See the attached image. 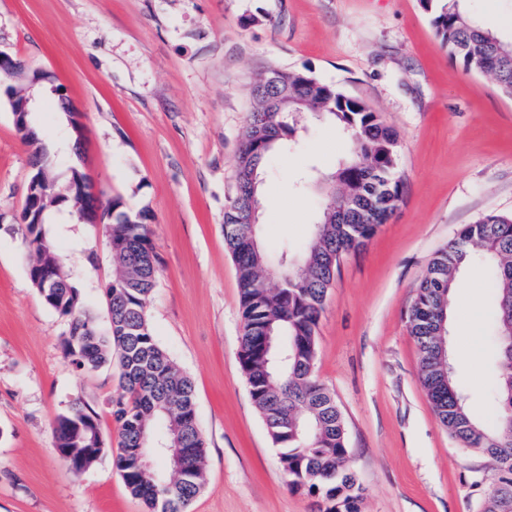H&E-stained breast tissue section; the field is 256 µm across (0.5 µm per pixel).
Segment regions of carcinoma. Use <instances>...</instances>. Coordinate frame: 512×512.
Returning <instances> with one entry per match:
<instances>
[{"mask_svg":"<svg viewBox=\"0 0 512 512\" xmlns=\"http://www.w3.org/2000/svg\"><path fill=\"white\" fill-rule=\"evenodd\" d=\"M421 5L450 56L466 69L490 75L512 97V40H502L475 21L460 8V0H421ZM248 95L235 170L242 179L224 208V241L237 266L242 308L240 363L289 486L315 498L318 512H360L363 490L347 469L343 415L315 376L317 333L339 257L359 252L403 199L399 138L365 100L306 72L270 68L253 79ZM300 112L334 123L353 140L354 151L314 183L320 199L309 243L272 253L258 234L263 164L292 141L296 128L290 119ZM81 181L82 172L74 169L63 190L44 185L41 223L27 225L34 246L28 277L46 305L69 318L64 352L72 365L94 370L117 360L122 392L112 397V415L119 424L114 464L131 495L143 501L147 512H190L202 489L206 448L194 383L159 346L146 315L158 274L150 214L124 211L117 199L104 210L111 218L113 256L111 320L104 336L49 241L51 213L63 206L78 211L75 189ZM475 263L483 265L494 288L499 339L498 417L491 428L469 410L454 376L448 336L438 334L437 315L449 312L457 274ZM408 326L419 350L420 382L439 422L460 447L496 464L499 477L482 512H512V357L507 352L512 342V217L487 215L467 224L436 253L411 303ZM100 432L98 413L76 400L55 421V447L80 472L100 459L87 453L101 443ZM144 435L149 442L178 439L188 449V477L156 480L157 468L142 464Z\"/></svg>","mask_w":512,"mask_h":512,"instance_id":"cac0c4a2","label":"carcinoma"}]
</instances>
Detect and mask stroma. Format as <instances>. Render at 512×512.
<instances>
[{
    "label": "stroma",
    "instance_id": "obj_1",
    "mask_svg": "<svg viewBox=\"0 0 512 512\" xmlns=\"http://www.w3.org/2000/svg\"><path fill=\"white\" fill-rule=\"evenodd\" d=\"M465 6L512 38V0ZM0 50L51 71L61 88L42 90L29 116L55 180L80 170L106 198L152 215L159 272L147 317L195 384L206 441V480L191 512H317L314 498L289 488L239 362L224 206L255 74L305 71L366 99L399 136L405 195L363 250L343 259L319 323L315 375L343 413L361 512H479L498 472L437 420L408 310L431 259L464 225L512 216V98L450 58L420 0H0ZM305 123L296 148L266 163L261 236L273 251L309 237L316 199L299 191L300 177L333 171L352 149L328 124L310 115ZM33 160L1 95L0 512H145L111 453L118 368L82 371L66 359L68 323L27 274L20 216ZM51 239L107 332L113 265L104 227L62 209ZM450 307L457 381L478 420L493 426L498 342L481 269L457 277ZM77 399L97 411L110 447L80 473L53 436Z\"/></svg>",
    "mask_w": 512,
    "mask_h": 512
}]
</instances>
